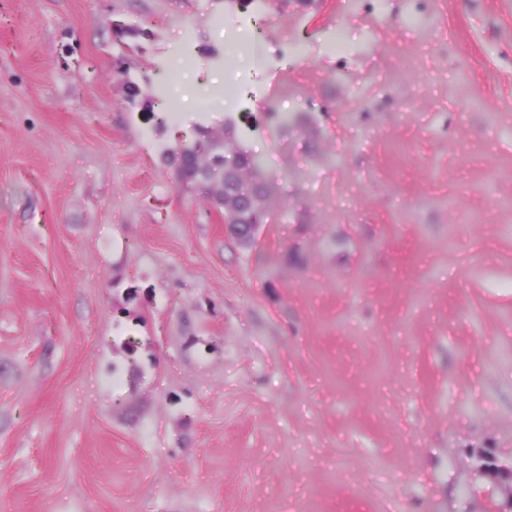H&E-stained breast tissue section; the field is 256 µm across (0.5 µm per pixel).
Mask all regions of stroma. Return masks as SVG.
Returning <instances> with one entry per match:
<instances>
[{
  "mask_svg": "<svg viewBox=\"0 0 512 512\" xmlns=\"http://www.w3.org/2000/svg\"><path fill=\"white\" fill-rule=\"evenodd\" d=\"M229 120L248 244L170 162ZM481 455L512 0H0V512H498Z\"/></svg>",
  "mask_w": 512,
  "mask_h": 512,
  "instance_id": "35a3bbf8",
  "label": "stroma"
}]
</instances>
